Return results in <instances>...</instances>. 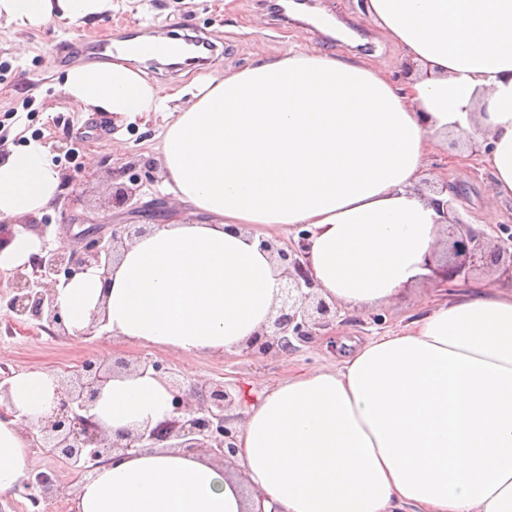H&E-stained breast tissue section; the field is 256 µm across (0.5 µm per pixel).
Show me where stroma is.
<instances>
[{
    "mask_svg": "<svg viewBox=\"0 0 512 512\" xmlns=\"http://www.w3.org/2000/svg\"><path fill=\"white\" fill-rule=\"evenodd\" d=\"M365 3L366 0H313L310 6L311 11L328 14L353 30L355 37L349 41L307 23L302 14L292 12L285 16L274 12L267 0H113L111 12L87 29L50 22L19 32L1 25L0 144L21 147L31 139L50 144L65 177V190L51 211L28 225L41 241L40 256H48L64 242L74 249H84L87 230H94L96 238L106 241L113 225L136 223V216L128 209L111 206L118 171L127 169L139 176L142 187L136 197L138 203L161 195L162 178L155 148L163 118L126 125L106 113L87 115L73 111L57 91L68 68L88 62L87 57L72 53L73 43L84 33L108 39L120 27L139 40L145 39L150 29L167 38H180L191 32L210 37L218 46V58L204 70L194 64L174 66L139 60V67L149 77L180 87L201 81L208 73L244 68L261 56L310 49L343 59L367 60L372 67L391 72L395 81H402V51L370 22ZM461 149V143L454 138L437 148L427 159L428 176L455 192V201L463 209V221H481L486 210H493L495 223L489 226L487 237L489 243H496L500 227L512 228V200L492 197V176L479 156L454 162V154ZM63 230L69 233L64 242L59 239ZM430 285V279H422L418 288L367 311L338 310L326 334L314 337L295 354L262 357L235 352L185 358L121 338L112 339L104 348L92 336L74 341L52 334L36 321L8 310V282L0 279V364L12 374L40 368L59 375L87 358L109 364L116 359L133 362L149 357L162 363L173 377L195 385L223 379L235 389L250 382L259 390L293 373L331 366L350 344H363L419 318V292ZM26 468L55 469L56 490L48 512H72L80 478L77 471L40 448L29 449Z\"/></svg>",
    "mask_w": 512,
    "mask_h": 512,
    "instance_id": "obj_1",
    "label": "stroma"
}]
</instances>
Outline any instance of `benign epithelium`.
<instances>
[{"label":"benign epithelium","mask_w":512,"mask_h":512,"mask_svg":"<svg viewBox=\"0 0 512 512\" xmlns=\"http://www.w3.org/2000/svg\"><path fill=\"white\" fill-rule=\"evenodd\" d=\"M140 189L139 179L130 177L129 183L116 187L112 207L126 206ZM146 232L143 224H114L111 240L104 246L94 242L80 254L62 245L49 258L33 264L31 272L16 269L12 275L9 310L17 316H29L45 323L47 330L66 331L53 294L54 286L60 282L59 275H64L69 281L93 264L107 272L118 261L126 242ZM307 237L308 234L303 233L298 241L289 242L285 248L278 246L273 239L261 240L260 248L275 256L284 266L286 283L281 288L276 314L246 342L243 352L262 356H283L295 352L300 345L329 329L336 318V305L319 296V285L308 267ZM450 251L452 260L447 274L451 278L466 279L479 264L496 268L504 263L507 264L504 272L512 277V234L491 245L486 242L484 233L468 230L453 236ZM127 367L128 363L124 361L110 368L97 359H87L71 374L59 377L60 398L52 414L24 427L33 446L84 473L112 460L115 454L125 456L130 451L153 448L162 442L166 447L179 448L186 454L202 452L224 462L236 457L238 421L230 414L236 398L223 381L206 383L188 393L172 382V404L177 416L153 428L147 426L121 431L108 438L87 413L115 370ZM54 482L53 472L38 471L29 474L24 487L29 492V499L38 506L49 502L45 494Z\"/></svg>","instance_id":"1"}]
</instances>
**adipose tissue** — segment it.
Segmentation results:
<instances>
[{
  "instance_id": "ef3b65f1",
  "label": "adipose tissue",
  "mask_w": 512,
  "mask_h": 512,
  "mask_svg": "<svg viewBox=\"0 0 512 512\" xmlns=\"http://www.w3.org/2000/svg\"><path fill=\"white\" fill-rule=\"evenodd\" d=\"M112 0H0V24L82 27ZM405 53L387 73L311 50L267 56L187 92L148 81L136 53L67 69L79 112L135 123L170 112L157 160L178 209L111 272L54 289L68 333L91 322L186 357L238 351L273 314L282 267L248 233L309 231L323 297L363 311L429 272L447 193L419 189L456 134L481 149L492 194L512 200V0H367ZM48 145L0 150V219L41 217L63 191ZM425 313L335 367L258 395L238 435L242 474L204 454L142 450L77 483L76 512H512V284L421 295ZM0 420V493L24 479L22 425L51 415L55 375L14 374ZM107 435L173 415L164 379L116 374L92 410Z\"/></svg>"
}]
</instances>
